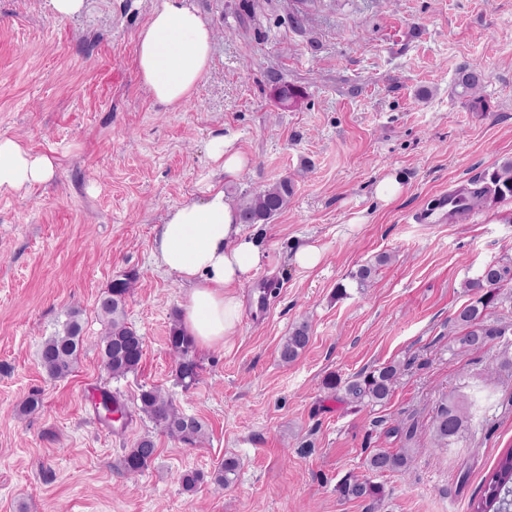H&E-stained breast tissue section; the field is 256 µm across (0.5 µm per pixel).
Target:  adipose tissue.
<instances>
[{"instance_id": "1", "label": "adipose tissue", "mask_w": 512, "mask_h": 512, "mask_svg": "<svg viewBox=\"0 0 512 512\" xmlns=\"http://www.w3.org/2000/svg\"><path fill=\"white\" fill-rule=\"evenodd\" d=\"M212 30L184 0H160L137 38L140 80L160 103L189 101L211 60ZM56 173L53 160L36 156L16 140L0 137V192L44 184ZM265 257L256 234L241 224L223 188L202 201L172 207L153 241L158 269L184 285L182 324L196 345L211 349L237 336L242 294Z\"/></svg>"}]
</instances>
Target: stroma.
Returning <instances> with one entry per match:
<instances>
[{
    "label": "stroma",
    "mask_w": 512,
    "mask_h": 512,
    "mask_svg": "<svg viewBox=\"0 0 512 512\" xmlns=\"http://www.w3.org/2000/svg\"><path fill=\"white\" fill-rule=\"evenodd\" d=\"M187 2L213 45L174 109L136 68L157 0H85L73 17L49 0H0V136L56 164L51 182L0 193V512H469L512 448V335L478 352L448 343L470 301L464 281L512 254V199L471 203L464 222L412 216L512 159V0ZM471 67L482 72L473 98L457 84ZM281 83L301 90L295 104L275 99ZM220 133L249 159L232 179L208 157ZM392 171L404 190L387 205L374 187ZM286 176L294 194L258 227L268 258L243 288L240 331L196 351L199 381L183 388L167 342L183 288L153 264L157 227L210 186L235 199ZM305 243L323 250L316 268L292 261ZM372 263L357 289L350 273ZM123 277L126 320L145 345L137 371L116 379L97 305ZM73 308L84 347L54 379L38 352ZM302 322L309 343L283 363L280 343ZM389 363L401 373L385 405L346 394ZM330 376L340 389L326 388ZM145 387L201 420L203 437L182 443L140 413ZM98 389L126 403L122 433L93 409ZM32 395L38 407L21 412ZM470 395L482 401L472 421L431 447L438 405ZM403 423L413 440L395 433ZM146 435L157 455L133 480L121 459ZM407 446L405 473L368 472L372 453ZM229 456L241 463L229 487L183 490L181 472L208 474ZM348 475L382 486L378 506L339 498Z\"/></svg>",
    "instance_id": "obj_1"
}]
</instances>
